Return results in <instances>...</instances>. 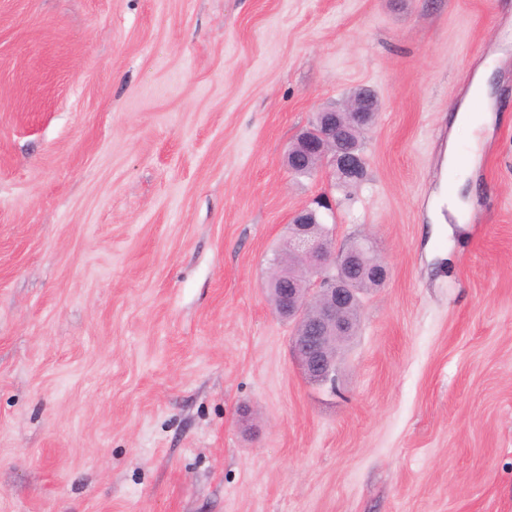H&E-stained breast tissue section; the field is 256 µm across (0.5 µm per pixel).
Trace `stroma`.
Returning <instances> with one entry per match:
<instances>
[{
  "label": "stroma",
  "instance_id": "35a3bbf8",
  "mask_svg": "<svg viewBox=\"0 0 512 512\" xmlns=\"http://www.w3.org/2000/svg\"><path fill=\"white\" fill-rule=\"evenodd\" d=\"M508 31L512 0H0V512H512ZM358 89L365 180L293 176ZM452 140L475 192L436 224ZM322 194L389 268L333 393L265 291ZM493 65L485 66L478 78L475 80L471 95L478 103L477 108L462 109L456 113L455 126L470 132V149L472 157L478 156L481 148V133L483 128L490 124L494 118V112L489 107L490 86ZM479 109V112H477Z\"/></svg>",
  "mask_w": 512,
  "mask_h": 512
}]
</instances>
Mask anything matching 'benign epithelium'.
Segmentation results:
<instances>
[{
  "mask_svg": "<svg viewBox=\"0 0 512 512\" xmlns=\"http://www.w3.org/2000/svg\"><path fill=\"white\" fill-rule=\"evenodd\" d=\"M366 91L341 106H328L316 113L311 126L302 131L287 152L291 173L303 170V162L318 159L320 169L333 180L341 176L349 182H361L366 177V156L354 144L356 131L376 119L368 104ZM350 112L353 123L341 125L340 113ZM304 207L293 217L284 253L273 263L269 284L280 279V270L290 256L306 263L312 284L298 291L294 288H270L275 312L292 320L296 329L290 339V350L306 378L317 385L336 388V361L348 335L356 331L359 321L345 317L358 307V289L349 277L352 268L368 264V275L380 284L388 277V268L370 255V239L364 237L339 249L335 248L331 227L316 226L319 209Z\"/></svg>",
  "mask_w": 512,
  "mask_h": 512,
  "instance_id": "obj_1",
  "label": "benign epithelium"
}]
</instances>
